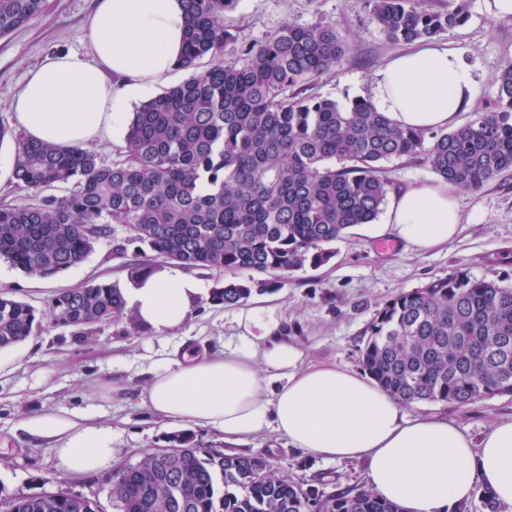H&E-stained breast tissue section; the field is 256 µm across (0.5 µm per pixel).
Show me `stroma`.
I'll return each instance as SVG.
<instances>
[{"label": "stroma", "instance_id": "1", "mask_svg": "<svg viewBox=\"0 0 512 512\" xmlns=\"http://www.w3.org/2000/svg\"><path fill=\"white\" fill-rule=\"evenodd\" d=\"M96 4L97 0H45L41 14L0 38L1 122L14 126L10 100L46 55L81 50L83 26ZM288 23H329L348 41L336 73L308 85L311 96L338 101L371 98L376 71L408 49L407 44L390 42L372 22L368 0H238L236 8L224 15L225 26L242 46L261 42ZM436 39L464 50L477 80L473 102L459 115L460 123H467L492 107L498 96L499 68L512 61V17L493 18L485 0H469L466 22L440 32ZM457 199L460 231L447 249L419 254L399 242L373 236L370 226L358 225L332 244L328 262L278 277L270 289L236 305L213 303L211 292L224 282L249 279V272L189 269V276L200 281L206 292L181 328L161 335L133 327L128 313L97 326L90 336L55 327L45 316L48 299L60 290L92 280L126 284L128 264L143 260L149 252L133 240L126 225L113 224L109 240L96 243L82 263L53 277H31L9 263L0 264L5 273L0 286L42 315L31 336L8 349L9 361L0 365V512H5L6 500L40 493L49 481L111 512L109 488L102 476H67L54 470L50 440L31 435L25 422L47 413L94 414L120 429L113 440L114 458L136 463L144 450L167 446L178 432L141 403L150 366L183 346L235 347L242 333L239 315L251 302H263L265 320L286 330L302 351L303 363L331 360L357 371L370 322L398 293L457 272L512 287V171L480 188L458 190ZM114 385L122 388L120 397L109 394ZM404 411L412 418L435 416L457 422L477 438L493 422L512 418V396L463 407L420 402ZM190 435L199 448L265 454L281 473L328 493L367 484L365 461L313 460L272 433L242 445L225 444L212 429L194 428Z\"/></svg>", "mask_w": 512, "mask_h": 512}]
</instances>
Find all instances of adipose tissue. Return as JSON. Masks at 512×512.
Wrapping results in <instances>:
<instances>
[{
    "label": "adipose tissue",
    "instance_id": "ef3b65f1",
    "mask_svg": "<svg viewBox=\"0 0 512 512\" xmlns=\"http://www.w3.org/2000/svg\"><path fill=\"white\" fill-rule=\"evenodd\" d=\"M186 27L182 0H99L81 51L46 57L15 94L12 110L26 139L87 147L124 135L128 104L168 80ZM373 85L374 108L402 128L455 126L476 92L462 52L431 39L390 59ZM460 223L455 186L438 181L392 195L373 233L428 253L447 246ZM203 293L171 267L140 274L122 299L141 326L163 334L185 323ZM263 311L258 305L241 317L246 333L235 348L158 361L143 405L167 425L210 428L231 444L273 432L315 459L367 460L370 489L402 512H452L478 486L512 505V420L475 440L445 418H407L371 377L329 361L303 363L279 329L251 334ZM26 427L51 440L59 473L114 468L116 430L96 416L45 414Z\"/></svg>",
    "mask_w": 512,
    "mask_h": 512
}]
</instances>
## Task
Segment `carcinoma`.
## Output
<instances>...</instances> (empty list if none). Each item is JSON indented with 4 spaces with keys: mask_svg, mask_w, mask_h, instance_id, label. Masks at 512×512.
<instances>
[{
    "mask_svg": "<svg viewBox=\"0 0 512 512\" xmlns=\"http://www.w3.org/2000/svg\"><path fill=\"white\" fill-rule=\"evenodd\" d=\"M237 0H185L176 67L193 74L135 108L125 159L107 165L80 147L15 140L13 178L35 199L0 205V260L51 277L81 263L111 224L156 255L188 268L288 274L318 266L326 246L371 224L389 193L383 163L421 159L443 180L475 189L512 169V62L499 69L494 106L451 131L401 129L367 100L288 96L336 71L346 41L331 24H288L236 49L224 13ZM392 42L413 43L464 23L468 0L446 13L422 0H369ZM44 0H0V36L42 11ZM242 59L228 61L229 53ZM207 58V68L195 71ZM339 161L337 167L333 162ZM62 184L70 194H46ZM271 282L231 281L213 301L235 305ZM53 325L87 336L123 316L121 289L90 283L55 294ZM39 322L31 306L0 294V349ZM365 372L402 403L465 406L512 395V288L450 275L402 292L378 310L359 350ZM174 460L150 453L106 479L113 512H400L361 487L325 494L280 474L262 454L203 450L176 435ZM6 512H100L81 495H18Z\"/></svg>",
    "mask_w": 512,
    "mask_h": 512,
    "instance_id": "obj_1",
    "label": "carcinoma"
}]
</instances>
